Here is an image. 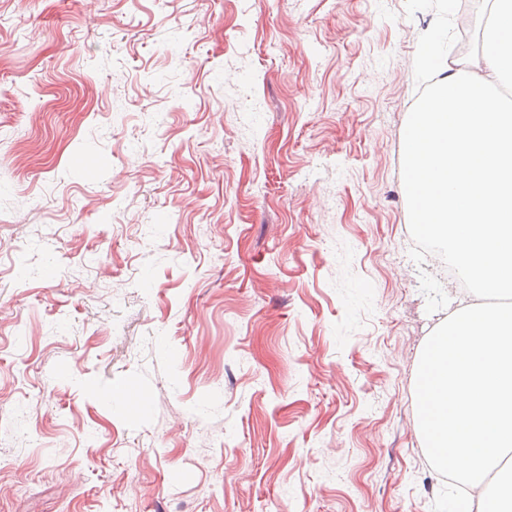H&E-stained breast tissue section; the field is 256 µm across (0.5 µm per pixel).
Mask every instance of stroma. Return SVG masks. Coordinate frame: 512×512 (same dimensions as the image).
I'll return each instance as SVG.
<instances>
[{
    "label": "stroma",
    "instance_id": "obj_1",
    "mask_svg": "<svg viewBox=\"0 0 512 512\" xmlns=\"http://www.w3.org/2000/svg\"><path fill=\"white\" fill-rule=\"evenodd\" d=\"M404 0H0V512H431ZM144 396L129 415L120 397Z\"/></svg>",
    "mask_w": 512,
    "mask_h": 512
}]
</instances>
